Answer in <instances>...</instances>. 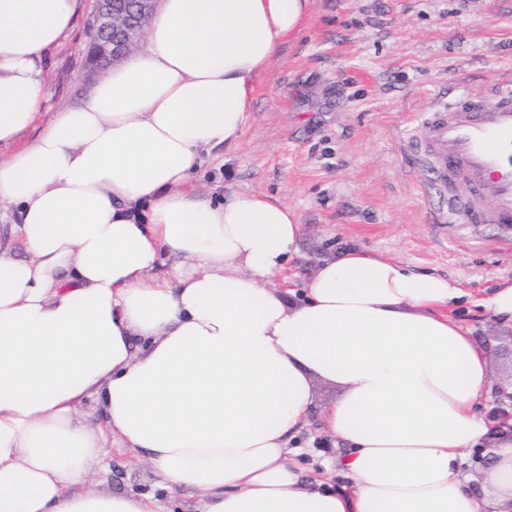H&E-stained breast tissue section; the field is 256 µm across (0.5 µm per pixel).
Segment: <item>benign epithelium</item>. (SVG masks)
<instances>
[{"label":"benign epithelium","instance_id":"benign-epithelium-1","mask_svg":"<svg viewBox=\"0 0 512 512\" xmlns=\"http://www.w3.org/2000/svg\"><path fill=\"white\" fill-rule=\"evenodd\" d=\"M93 36L111 47L112 61L133 50L144 34L156 0H99Z\"/></svg>","mask_w":512,"mask_h":512}]
</instances>
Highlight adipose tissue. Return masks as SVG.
<instances>
[{
    "instance_id": "ef3b65f1",
    "label": "adipose tissue",
    "mask_w": 512,
    "mask_h": 512,
    "mask_svg": "<svg viewBox=\"0 0 512 512\" xmlns=\"http://www.w3.org/2000/svg\"><path fill=\"white\" fill-rule=\"evenodd\" d=\"M82 7L0 0V512H162L91 480L112 436L200 492L194 512H512V418L448 315L458 282L350 249L267 287L294 212L192 186L312 0H161L146 48L39 125ZM320 382L339 391L323 408ZM313 421L336 444L320 477L288 458Z\"/></svg>"
}]
</instances>
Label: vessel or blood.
<instances>
[{
	"instance_id": "obj_1",
	"label": "vessel or blood",
	"mask_w": 512,
	"mask_h": 512,
	"mask_svg": "<svg viewBox=\"0 0 512 512\" xmlns=\"http://www.w3.org/2000/svg\"><path fill=\"white\" fill-rule=\"evenodd\" d=\"M403 137L447 191L449 221L512 229V71L490 93L433 103Z\"/></svg>"
}]
</instances>
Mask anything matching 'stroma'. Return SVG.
<instances>
[{
    "instance_id": "stroma-1",
    "label": "stroma",
    "mask_w": 512,
    "mask_h": 512,
    "mask_svg": "<svg viewBox=\"0 0 512 512\" xmlns=\"http://www.w3.org/2000/svg\"><path fill=\"white\" fill-rule=\"evenodd\" d=\"M93 0L51 53L43 119L83 103L98 79L86 58ZM512 70V0H313L259 80L237 148L206 156L195 187L210 196L260 191L294 210L299 252L273 286L300 289L321 261L353 246L459 282L453 319L470 329L495 384L512 383V329L477 299L512 283V231L434 224L448 207L422 194L426 168L399 151L404 127L453 81L479 94ZM92 477L112 492L146 493L185 512L197 492L159 484L141 454L112 447Z\"/></svg>"
}]
</instances>
